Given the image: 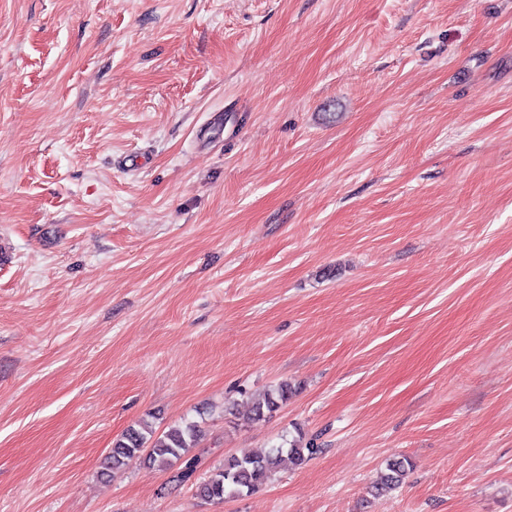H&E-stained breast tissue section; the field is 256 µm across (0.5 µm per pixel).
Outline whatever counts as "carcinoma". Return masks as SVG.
Returning a JSON list of instances; mask_svg holds the SVG:
<instances>
[{
	"label": "carcinoma",
	"instance_id": "obj_1",
	"mask_svg": "<svg viewBox=\"0 0 512 512\" xmlns=\"http://www.w3.org/2000/svg\"><path fill=\"white\" fill-rule=\"evenodd\" d=\"M294 391L295 388L288 381L268 388L263 396L252 402L249 418L256 420L274 414L287 403ZM203 437L201 426L195 422L171 426L160 434L147 424L133 425L113 442L110 452L102 461L101 475L106 476L133 460L143 458L171 472L170 483L174 486L191 484L200 497L222 501L227 497H241L259 491L284 463L299 465L317 452V446L311 440L305 442L301 436L284 438L276 447L232 456L201 478L197 476L201 460L191 454V450L199 446ZM408 467L410 464L405 459L387 463L378 489L398 488Z\"/></svg>",
	"mask_w": 512,
	"mask_h": 512
}]
</instances>
